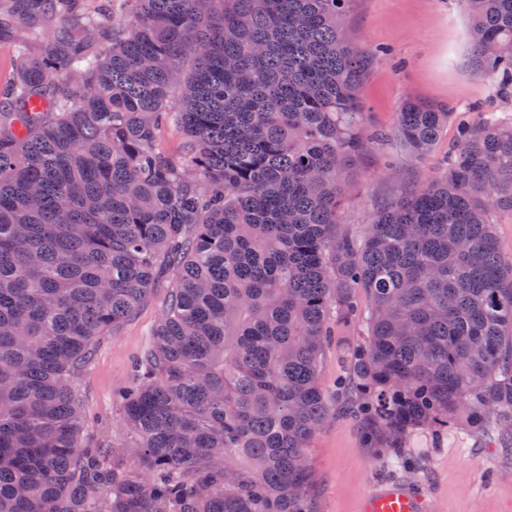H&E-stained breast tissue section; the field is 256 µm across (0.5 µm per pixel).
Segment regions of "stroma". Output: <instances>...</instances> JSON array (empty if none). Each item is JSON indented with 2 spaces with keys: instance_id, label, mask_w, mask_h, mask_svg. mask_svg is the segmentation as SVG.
<instances>
[{
  "instance_id": "1",
  "label": "stroma",
  "mask_w": 512,
  "mask_h": 512,
  "mask_svg": "<svg viewBox=\"0 0 512 512\" xmlns=\"http://www.w3.org/2000/svg\"><path fill=\"white\" fill-rule=\"evenodd\" d=\"M347 26L356 46L389 50L372 61L360 92L369 130L391 128L410 96L453 111L442 139L422 159L379 144L353 161L343 222L360 233L375 204L443 172L457 124L475 118L476 105L488 103L492 87L469 63L463 0H350ZM172 285V273H164L137 311L101 338L76 376L88 420L86 440L127 441L113 393L131 384ZM362 431L359 419L343 416L314 436L309 456L318 512H358L366 494L392 483L419 485L427 512H507L512 506V438L499 430L478 433L460 423L437 436L417 430L403 464L369 447Z\"/></svg>"
}]
</instances>
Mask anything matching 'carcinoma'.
<instances>
[{
	"instance_id": "carcinoma-1",
	"label": "carcinoma",
	"mask_w": 512,
	"mask_h": 512,
	"mask_svg": "<svg viewBox=\"0 0 512 512\" xmlns=\"http://www.w3.org/2000/svg\"><path fill=\"white\" fill-rule=\"evenodd\" d=\"M10 0L28 30L0 100V512H316L311 440L364 414L403 438L512 424V122L463 125L448 167L345 227L344 171L428 154L450 109L406 99L367 136L373 52L349 0ZM471 62L512 98V0H467ZM53 15L56 26L31 29ZM180 129L178 155L160 145ZM170 271L119 392L130 442L83 444L73 377ZM364 325L342 392L321 367ZM493 230L497 235L504 260L507 264L512 263V213H495L492 219Z\"/></svg>"
}]
</instances>
